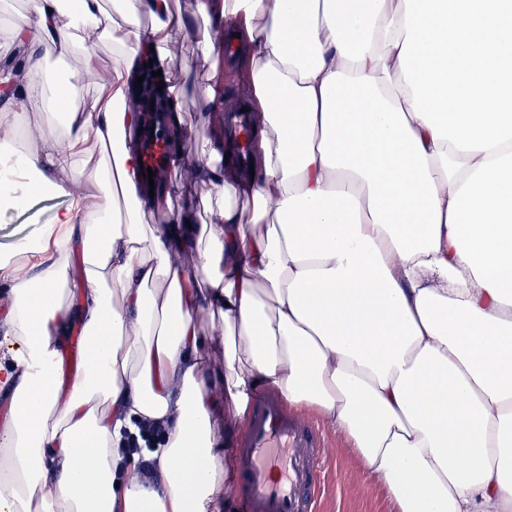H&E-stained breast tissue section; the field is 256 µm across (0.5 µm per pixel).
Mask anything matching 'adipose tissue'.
Masks as SVG:
<instances>
[{
	"label": "adipose tissue",
	"instance_id": "obj_1",
	"mask_svg": "<svg viewBox=\"0 0 512 512\" xmlns=\"http://www.w3.org/2000/svg\"><path fill=\"white\" fill-rule=\"evenodd\" d=\"M197 8L237 36L253 126L250 169L230 139L222 164L190 162L216 216L199 229L187 208L144 223L157 200L126 144L142 126L123 105L138 65L166 63L187 29L170 0H27L0 55L15 108L43 98L53 52L71 58L72 88L102 37L117 46L109 92L32 124L35 150L0 130V207L68 200L42 232L55 262L0 279L16 341L0 357V512H220L225 439L267 388L316 409L397 512H512V0ZM214 308L220 393L200 324ZM76 324L86 362L63 389ZM152 422L147 475L121 450Z\"/></svg>",
	"mask_w": 512,
	"mask_h": 512
}]
</instances>
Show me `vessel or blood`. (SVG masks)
<instances>
[{
    "label": "vessel or blood",
    "instance_id": "b4317fda",
    "mask_svg": "<svg viewBox=\"0 0 512 512\" xmlns=\"http://www.w3.org/2000/svg\"><path fill=\"white\" fill-rule=\"evenodd\" d=\"M326 446L319 427L289 415L277 395L255 399L236 450L244 512H319Z\"/></svg>",
    "mask_w": 512,
    "mask_h": 512
}]
</instances>
